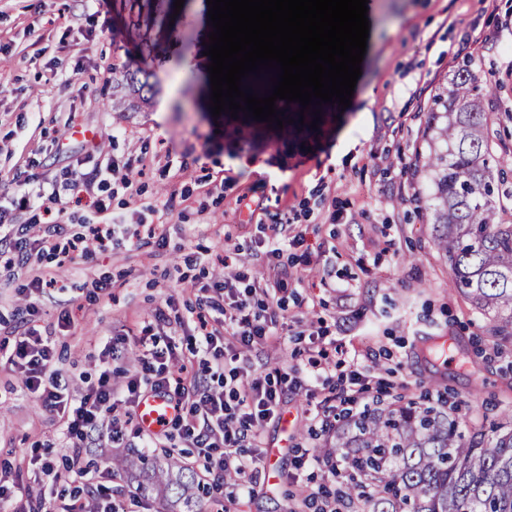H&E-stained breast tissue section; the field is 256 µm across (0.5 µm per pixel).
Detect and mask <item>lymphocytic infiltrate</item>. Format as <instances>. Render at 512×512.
Returning <instances> with one entry per match:
<instances>
[{
    "label": "lymphocytic infiltrate",
    "mask_w": 512,
    "mask_h": 512,
    "mask_svg": "<svg viewBox=\"0 0 512 512\" xmlns=\"http://www.w3.org/2000/svg\"><path fill=\"white\" fill-rule=\"evenodd\" d=\"M102 174L99 168L89 174L75 169L69 183L62 188L45 181H19L12 204L37 213L42 227L36 230L29 224L13 223L0 210V262L9 268L28 264L34 257L58 254L70 260L90 254L91 244L112 240L116 222L94 225L88 236L71 239L67 238L66 227L61 222L66 194L86 190L88 176ZM62 238L67 241L63 248L58 245ZM211 289L224 300L221 310L224 327L219 330L209 321L199 320L188 343L192 352L211 355V374L224 380L220 390L203 384L186 362L178 360L176 341L160 343L155 328L166 320L161 309L136 340L137 368L120 383L113 382L110 370H103L96 385L75 406L64 395L48 341L32 332L15 337L5 359L20 373L24 391L60 416L69 448L67 465L77 475L87 474L82 450L88 443L96 441L104 447L122 439L123 431L113 416L118 405L133 411L147 394L161 393L179 409L174 428L199 448L211 469L220 475L234 472L239 478V490L254 493L261 474V456L257 451L259 429L268 421L281 420L284 388L299 386L300 376L252 375L243 366L241 353L271 334L268 321L260 319L254 310L256 297H264L268 309L279 308L284 284L279 281L272 285L240 270L224 281L212 283ZM227 335L236 339V350L225 351L223 338Z\"/></svg>",
    "instance_id": "f902f5d3"
}]
</instances>
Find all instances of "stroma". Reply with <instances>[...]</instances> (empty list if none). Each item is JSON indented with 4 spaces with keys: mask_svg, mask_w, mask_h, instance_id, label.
<instances>
[{
    "mask_svg": "<svg viewBox=\"0 0 512 512\" xmlns=\"http://www.w3.org/2000/svg\"><path fill=\"white\" fill-rule=\"evenodd\" d=\"M174 2L165 0L176 18L152 56L132 40L113 43L125 25L115 0H0V208L10 209L17 176L61 182L76 166L112 160L129 179L70 201L68 236L102 222L91 201L103 194L125 226L89 256L43 261L54 285L24 293L30 268L0 275V345L30 327L48 336L76 399L103 369L135 370L134 351L112 360L105 349L112 337L137 338L157 309L172 305L165 332L181 337L179 319L213 313L204 285L238 269L268 279L283 271L275 334L243 354L251 373L320 348L333 361H363L382 403L438 391L465 434L491 430L512 412V339L494 337L490 319L451 290L417 154L434 95L469 66L496 89L488 132L503 180L495 201L512 223V0H369L350 107L322 105L313 130L299 124V103L280 100L289 123L261 132L250 117H213L203 14L196 0ZM116 56L159 89L142 111L112 109ZM274 224L284 247L270 258ZM145 225L161 240L140 243L135 232ZM95 279L109 289L91 294ZM326 396L311 383L285 391L292 432L274 421L260 430L285 480L249 496L227 482L215 500H201V512H312L315 479L294 458L335 443L306 415ZM65 452L58 416L0 363V481L61 507L59 491L80 477L62 469L38 480L33 471L37 456Z\"/></svg>",
    "mask_w": 512,
    "mask_h": 512,
    "instance_id": "1",
    "label": "stroma"
}]
</instances>
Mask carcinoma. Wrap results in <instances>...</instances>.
I'll use <instances>...</instances> for the list:
<instances>
[{
  "label": "carcinoma",
  "instance_id": "carcinoma-1",
  "mask_svg": "<svg viewBox=\"0 0 512 512\" xmlns=\"http://www.w3.org/2000/svg\"><path fill=\"white\" fill-rule=\"evenodd\" d=\"M125 34L153 50L163 4L121 0ZM112 110L135 108L129 94L154 92L148 79L113 58ZM491 85L459 71L451 90L433 97L427 129L433 133L423 168L431 175L433 242L450 271L452 290L491 317L493 334L512 338V224L500 221L494 200V163L484 99ZM491 433L470 436L458 419L431 404L366 407L344 414L336 454L349 458L338 474L339 493L359 512H512V415ZM143 494L166 512H195L201 487L171 454L144 472Z\"/></svg>",
  "mask_w": 512,
  "mask_h": 512
}]
</instances>
